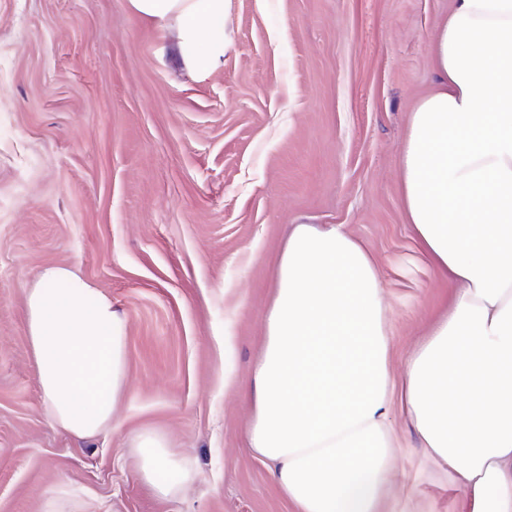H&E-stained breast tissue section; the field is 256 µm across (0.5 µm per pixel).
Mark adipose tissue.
Returning a JSON list of instances; mask_svg holds the SVG:
<instances>
[{
	"label": "adipose tissue",
	"mask_w": 512,
	"mask_h": 512,
	"mask_svg": "<svg viewBox=\"0 0 512 512\" xmlns=\"http://www.w3.org/2000/svg\"><path fill=\"white\" fill-rule=\"evenodd\" d=\"M175 34L184 66L224 64L227 0H130ZM429 50L435 88L403 145L402 204L453 288L445 312L391 390L377 271L344 229L298 224L276 271L256 364L251 451L295 512H385L399 402L429 456L466 490V512H512V0H451ZM26 332L51 422L84 440L119 426L126 322L68 268L25 290ZM133 446L160 496L185 491L191 463L163 436Z\"/></svg>",
	"instance_id": "ef3b65f1"
}]
</instances>
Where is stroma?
Listing matches in <instances>:
<instances>
[{
  "instance_id": "35a3bbf8",
  "label": "stroma",
  "mask_w": 512,
  "mask_h": 512,
  "mask_svg": "<svg viewBox=\"0 0 512 512\" xmlns=\"http://www.w3.org/2000/svg\"><path fill=\"white\" fill-rule=\"evenodd\" d=\"M450 0H229L224 66L191 74L130 0H0V512H293L250 451L248 401L293 225L371 256L392 377L450 287L401 204V156L434 85ZM68 266L126 318L118 430L45 414L25 290ZM389 512L466 492L402 414ZM163 435L197 472L158 497L129 451Z\"/></svg>"
}]
</instances>
